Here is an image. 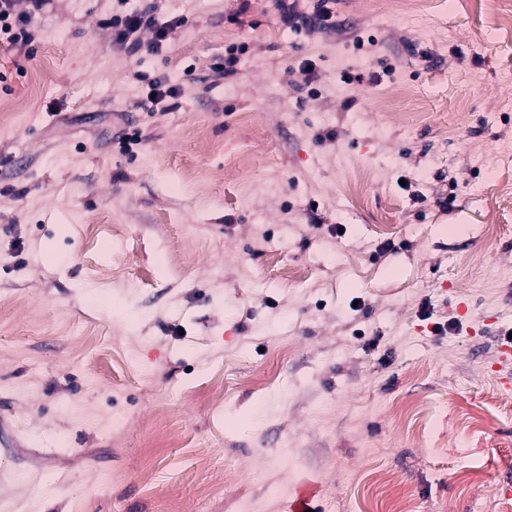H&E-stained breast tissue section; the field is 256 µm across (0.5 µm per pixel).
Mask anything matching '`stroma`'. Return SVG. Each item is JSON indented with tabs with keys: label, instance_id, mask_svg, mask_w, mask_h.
Returning a JSON list of instances; mask_svg holds the SVG:
<instances>
[{
	"label": "stroma",
	"instance_id": "1",
	"mask_svg": "<svg viewBox=\"0 0 512 512\" xmlns=\"http://www.w3.org/2000/svg\"><path fill=\"white\" fill-rule=\"evenodd\" d=\"M331 10L167 0L132 56L112 0H53L0 44V512H388L385 471L411 512H501L512 34L477 0ZM160 74L175 108L137 110ZM229 145L263 152L243 205ZM287 2L288 0H280L283 21L289 28H304L307 32L314 33L333 26V14L327 6L330 1H318L316 10L310 15L299 11L298 0L289 1V4Z\"/></svg>",
	"mask_w": 512,
	"mask_h": 512
}]
</instances>
